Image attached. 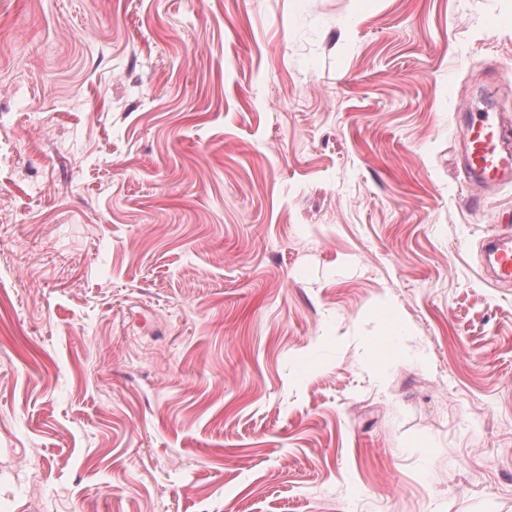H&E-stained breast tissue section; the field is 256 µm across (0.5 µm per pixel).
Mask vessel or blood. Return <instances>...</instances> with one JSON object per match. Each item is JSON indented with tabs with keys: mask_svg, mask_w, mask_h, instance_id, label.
I'll use <instances>...</instances> for the list:
<instances>
[{
	"mask_svg": "<svg viewBox=\"0 0 512 512\" xmlns=\"http://www.w3.org/2000/svg\"><path fill=\"white\" fill-rule=\"evenodd\" d=\"M507 136L497 116L482 112L470 120L464 166L477 189L484 191L512 179V149L504 145ZM484 251L490 280L511 286L512 236L502 232L488 236Z\"/></svg>",
	"mask_w": 512,
	"mask_h": 512,
	"instance_id": "vessel-or-blood-1",
	"label": "vessel or blood"
}]
</instances>
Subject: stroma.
Instances as JSON below:
<instances>
[{
	"mask_svg": "<svg viewBox=\"0 0 512 512\" xmlns=\"http://www.w3.org/2000/svg\"><path fill=\"white\" fill-rule=\"evenodd\" d=\"M477 95L512 0H0V512H512ZM379 321L383 325L382 332L376 336H370V338L372 345L381 352L379 371L383 372L393 365L396 356L400 352L404 354L410 352V348L405 343L407 336H401L409 334L403 325L399 309L392 304H389L385 309L380 311ZM399 336H401L403 340L402 348L393 344L394 339Z\"/></svg>",
	"mask_w": 512,
	"mask_h": 512,
	"instance_id": "35a3bbf8",
	"label": "stroma"
}]
</instances>
